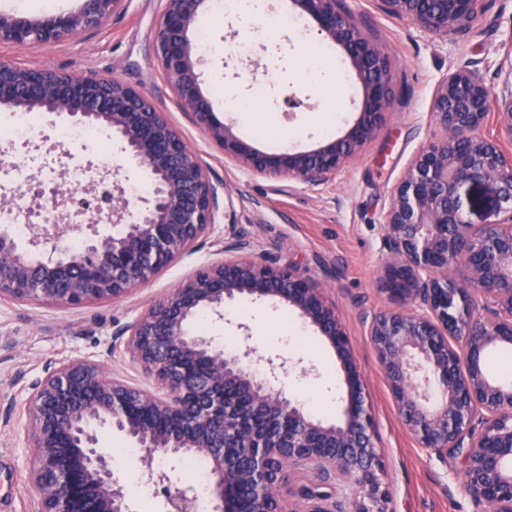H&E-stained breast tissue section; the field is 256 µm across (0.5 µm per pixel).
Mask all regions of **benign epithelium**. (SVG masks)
Returning a JSON list of instances; mask_svg holds the SVG:
<instances>
[{"instance_id":"obj_1","label":"benign epithelium","mask_w":512,"mask_h":512,"mask_svg":"<svg viewBox=\"0 0 512 512\" xmlns=\"http://www.w3.org/2000/svg\"><path fill=\"white\" fill-rule=\"evenodd\" d=\"M128 0H83L69 13L42 17L0 14V44L59 43L101 30ZM157 65L179 108L225 157L248 172L326 184L371 142L394 109L391 62L339 0H291L318 32L340 46L363 88L357 118L345 134L309 151L265 153L220 120L201 89L193 38L207 0H161ZM380 9L438 34L470 25L480 0H377ZM498 94L490 96L467 64L439 83L432 112L445 138L422 148L382 216L389 256L381 284L392 307L375 314L368 336L402 423L420 447L461 458L466 491L492 512H512V384L491 377L486 356L512 347V57ZM0 105L38 109L49 123L64 116L76 127L102 125L152 178L150 197L135 214L123 194L104 209L63 189L36 197L40 223L31 243L60 239L75 221L122 225L84 247L57 245L37 259L0 228V301L60 309L119 300L145 285L218 223L224 184L144 93L110 75L22 67L0 60ZM492 120L495 134L481 132ZM487 184L497 210L486 224L465 220L461 189ZM247 236L231 227L224 261L197 270L115 335L153 392L108 373L98 363L61 362L47 369L24 413L31 448L34 512H132L112 455L98 428L125 434L148 460L199 458L207 464L209 512H336L330 492L302 485L288 510L280 503L285 466L317 477L332 471L353 489L345 512H390L389 491L366 405L365 381L351 338L330 306L324 284L274 258L243 257ZM269 299L296 311L335 351L345 372L343 417L326 423L276 385L296 363L266 358L243 344L226 352L193 330L198 316L224 320L241 297ZM167 512H196L188 486L170 492L168 474L150 472Z\"/></svg>"}]
</instances>
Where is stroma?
Returning a JSON list of instances; mask_svg holds the SVG:
<instances>
[{
  "label": "stroma",
  "instance_id": "35a3bbf8",
  "mask_svg": "<svg viewBox=\"0 0 512 512\" xmlns=\"http://www.w3.org/2000/svg\"><path fill=\"white\" fill-rule=\"evenodd\" d=\"M360 28L387 51L395 75L399 102L377 137L340 170L335 179L311 187L285 177L252 176L225 159L204 133L178 107L162 82L157 66L160 0H129L124 13L96 33L54 45L25 48L0 46V60L23 67L61 72L112 74L140 90L163 112L226 188L227 218L245 231L252 243L251 259L277 255L302 271L326 281L327 296L346 327L355 362L365 380V399L374 417L377 446L387 474L391 512H490L465 491L460 460L420 448L402 424L377 356L367 336L371 316L388 307L381 290L380 268L387 255L381 216L394 187L416 153L443 139L431 111L439 81L455 67L477 63L486 86L496 89V70L512 55V0H482V9L465 31L446 35L388 15L377 0H342ZM263 25L240 18H215L202 12L197 26L208 34L202 67L203 92L226 119V96L258 94L257 112H270L275 125L264 135L243 133L255 148L279 152L303 151L323 143L309 125L322 107H341L345 117L335 130L343 135L357 116L361 86L351 81L347 96L322 98L312 76L304 72L312 47L323 44L314 22L288 30L286 0H267ZM300 100L289 112L288 98ZM104 153L85 151L88 161L105 166L112 183L123 190L150 192L148 170L122 152L112 136L103 139ZM224 257V227L216 225L198 246L157 273L145 286L119 301H102L77 309L0 302V512H32L35 491L28 480L29 449L24 406L47 369L61 361L88 359L107 372L152 388L151 380L123 350L112 349L114 333L201 266ZM260 302L235 303L227 321L202 316L206 332L217 343L238 344L239 324H246L251 345L264 356L301 361L302 370L282 375L278 385L287 395L297 389L312 393L316 417L333 423L341 417L338 393L343 375L332 350L314 352L311 345L287 337L283 322L260 314ZM104 446L118 449L114 467L121 475L133 512H165V498L147 476L148 467L168 471L173 486L188 483L183 462L155 458L145 465L141 450L130 447L122 434L102 429Z\"/></svg>",
  "mask_w": 512,
  "mask_h": 512
}]
</instances>
